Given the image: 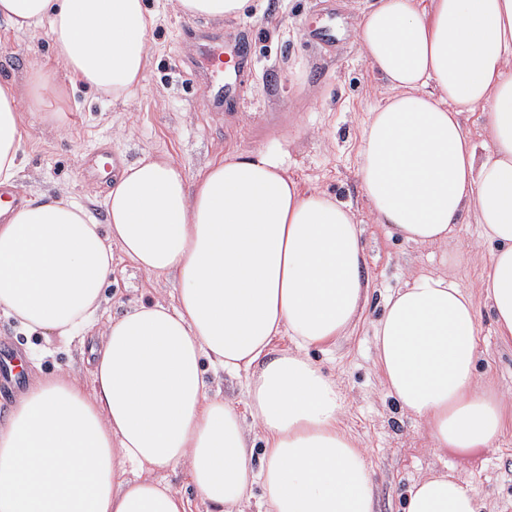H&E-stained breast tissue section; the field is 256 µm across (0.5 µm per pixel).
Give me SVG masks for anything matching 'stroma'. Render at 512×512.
Returning <instances> with one entry per match:
<instances>
[{
  "label": "stroma",
  "mask_w": 512,
  "mask_h": 512,
  "mask_svg": "<svg viewBox=\"0 0 512 512\" xmlns=\"http://www.w3.org/2000/svg\"><path fill=\"white\" fill-rule=\"evenodd\" d=\"M156 18L150 58L135 95L115 101L71 84L58 64L47 25L15 30L0 18V78L21 82L25 114V166L17 185L25 197L60 190L104 220L106 184L88 181L87 159L106 151L131 162L151 151L170 156L196 178L205 165L232 152L285 148L288 173L304 188L320 189L351 207L362 228L371 299L351 334L310 346L306 356L336 378L345 396L342 418L373 467L375 512H403L408 488L433 473H453L485 505L484 512H512V430L493 447L469 452L438 450L422 425L389 397L377 367L373 326L385 301L412 272L452 273L477 291L491 251L479 225L466 224L441 245L415 246L389 236L376 224L357 176L359 131L370 108L389 93L386 82L364 61L355 33L368 0H253L245 16L210 20L175 12L168 0H145ZM335 17L343 38L329 50L309 30ZM245 37L252 43L253 74L237 108L210 111L206 88L219 75L203 60L206 45L220 48ZM52 72L54 89L38 94L29 63ZM44 112L65 115L64 133L43 125ZM173 283L149 277L128 261L117 262L104 306L119 314L135 304L170 300ZM479 374L500 393L512 396V345L495 333L486 305H479ZM0 344L14 354H33L29 379L64 366L85 368L89 346L79 340L22 333L0 313Z\"/></svg>",
  "instance_id": "1"
}]
</instances>
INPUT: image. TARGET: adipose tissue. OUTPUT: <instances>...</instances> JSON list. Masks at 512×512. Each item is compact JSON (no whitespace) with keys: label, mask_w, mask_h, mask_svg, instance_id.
<instances>
[{"label":"adipose tissue","mask_w":512,"mask_h":512,"mask_svg":"<svg viewBox=\"0 0 512 512\" xmlns=\"http://www.w3.org/2000/svg\"><path fill=\"white\" fill-rule=\"evenodd\" d=\"M224 19L252 0H171ZM19 31L47 24L66 76L102 95L140 87L153 17L144 0H0ZM363 57L389 95L363 123L357 176L377 223L409 244L480 224L494 248L480 281L497 334L512 343V0H374ZM484 116L483 139L465 125ZM24 124L0 80V185L20 171ZM98 224L65 194H40L0 225V313L64 340L91 338L92 392L68 369L17 394L0 424V512H234L260 492L267 512H374L372 468L346 431L342 392L305 356L343 335L369 296L351 210L288 174V152L257 148L196 178L167 155L121 167ZM174 302L100 320L114 253ZM472 295L447 274L413 273L375 326L389 395L438 448H489L512 404L478 375ZM295 348L272 354L276 337ZM251 378L244 422L209 395L205 363ZM263 441L255 457L252 432ZM186 467L192 494L156 480ZM141 476L128 479V469ZM451 473L417 481L405 512H481Z\"/></svg>","instance_id":"obj_1"}]
</instances>
